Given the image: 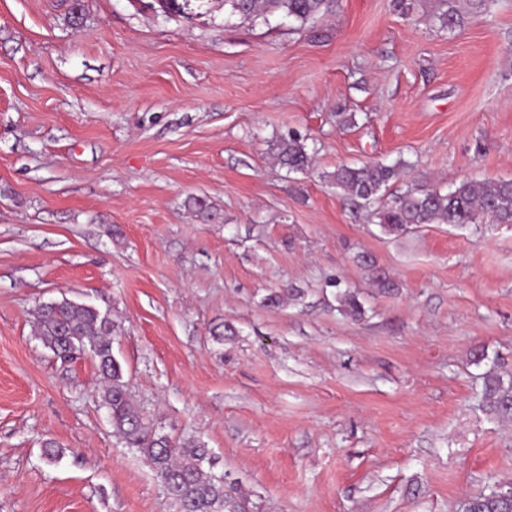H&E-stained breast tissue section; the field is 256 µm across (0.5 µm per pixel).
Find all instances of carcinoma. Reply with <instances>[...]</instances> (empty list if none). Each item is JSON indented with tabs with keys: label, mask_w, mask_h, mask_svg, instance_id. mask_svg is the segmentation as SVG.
<instances>
[{
	"label": "carcinoma",
	"mask_w": 512,
	"mask_h": 512,
	"mask_svg": "<svg viewBox=\"0 0 512 512\" xmlns=\"http://www.w3.org/2000/svg\"><path fill=\"white\" fill-rule=\"evenodd\" d=\"M229 15L244 20L267 18L276 12L302 24L329 8V0H224ZM278 164L290 172L308 173L313 153L291 134L276 146ZM400 175V165L366 163L341 165L331 180L355 207L370 209L381 192ZM379 224L390 233H401L421 224H512V180L466 179L443 192L421 186L398 196L394 204L377 212ZM379 288L394 287L388 274L361 256ZM344 313L353 319L362 315L358 296L348 290L338 293ZM117 325L110 316L89 305L67 299L39 306L34 333L42 345L61 363L89 357L97 365L103 383L101 401L109 410L112 431L128 447L137 449L164 484L178 512H248L247 497L227 489L224 474L213 472L209 450L193 440L175 443L156 432L134 404L126 390L124 370L112 351ZM485 398L502 417L512 418V385L489 373L485 377ZM469 512H512V489L493 490L472 497Z\"/></svg>",
	"instance_id": "carcinoma-1"
}]
</instances>
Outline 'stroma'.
<instances>
[{"label":"stroma","instance_id":"obj_1","mask_svg":"<svg viewBox=\"0 0 512 512\" xmlns=\"http://www.w3.org/2000/svg\"><path fill=\"white\" fill-rule=\"evenodd\" d=\"M458 5L449 30L441 0H333L304 24L0 0V512H175L94 362L34 336L62 299L111 314L132 400L250 512H463L512 485V421L482 397L486 373L512 380V224L389 234L324 179L406 162L382 208L512 179V0ZM291 133L309 173L275 161ZM285 286L301 296L266 305Z\"/></svg>","mask_w":512,"mask_h":512}]
</instances>
